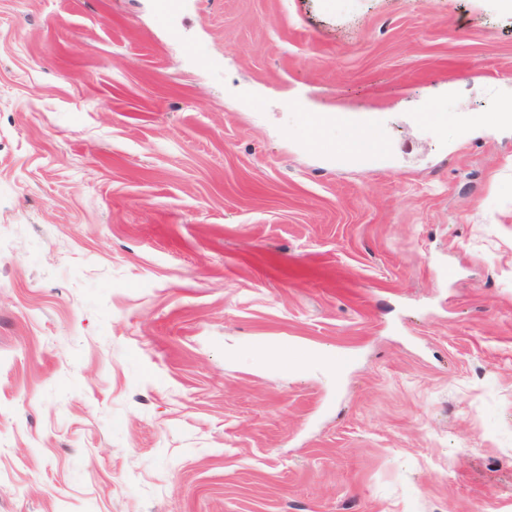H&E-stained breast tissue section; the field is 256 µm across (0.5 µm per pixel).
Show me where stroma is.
I'll use <instances>...</instances> for the list:
<instances>
[{
    "instance_id": "1",
    "label": "stroma",
    "mask_w": 512,
    "mask_h": 512,
    "mask_svg": "<svg viewBox=\"0 0 512 512\" xmlns=\"http://www.w3.org/2000/svg\"><path fill=\"white\" fill-rule=\"evenodd\" d=\"M505 99L502 0H0V512H512Z\"/></svg>"
}]
</instances>
